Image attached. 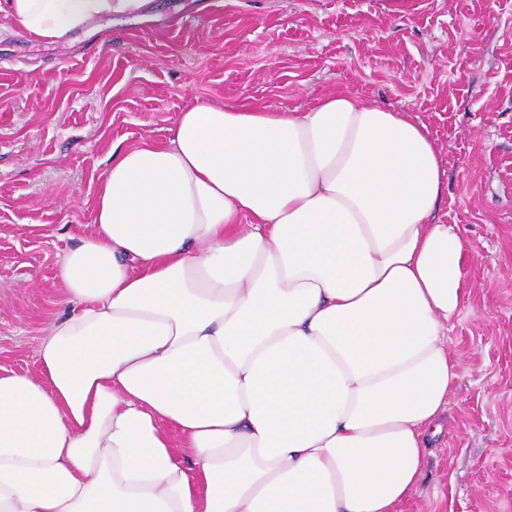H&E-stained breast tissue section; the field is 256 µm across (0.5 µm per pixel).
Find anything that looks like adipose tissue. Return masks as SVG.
<instances>
[{"label":"adipose tissue","mask_w":512,"mask_h":512,"mask_svg":"<svg viewBox=\"0 0 512 512\" xmlns=\"http://www.w3.org/2000/svg\"><path fill=\"white\" fill-rule=\"evenodd\" d=\"M151 0H0L63 46ZM410 113L198 103L112 152L36 373L0 367V512H394L471 303Z\"/></svg>","instance_id":"adipose-tissue-1"}]
</instances>
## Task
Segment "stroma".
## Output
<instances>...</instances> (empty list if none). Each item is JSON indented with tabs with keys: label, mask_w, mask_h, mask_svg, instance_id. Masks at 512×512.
Here are the masks:
<instances>
[{
	"label": "stroma",
	"mask_w": 512,
	"mask_h": 512,
	"mask_svg": "<svg viewBox=\"0 0 512 512\" xmlns=\"http://www.w3.org/2000/svg\"><path fill=\"white\" fill-rule=\"evenodd\" d=\"M153 0L65 47L0 16V366L35 370L56 263L92 221L113 147L186 108L304 110L336 89L426 124L471 306L456 389L398 512H512V0Z\"/></svg>",
	"instance_id": "1"
}]
</instances>
